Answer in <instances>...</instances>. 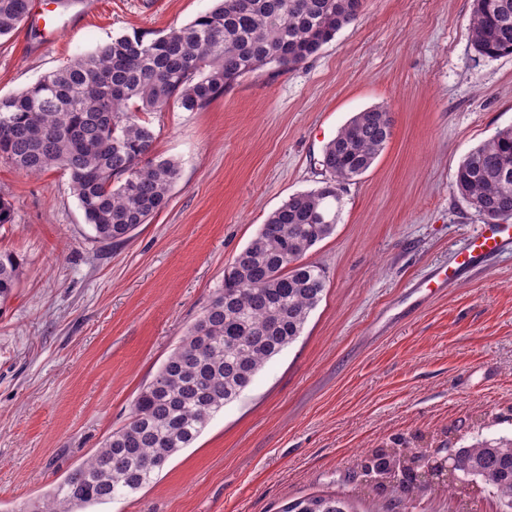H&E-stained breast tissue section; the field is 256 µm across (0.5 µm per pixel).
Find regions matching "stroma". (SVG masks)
Instances as JSON below:
<instances>
[{"label":"stroma","mask_w":512,"mask_h":512,"mask_svg":"<svg viewBox=\"0 0 512 512\" xmlns=\"http://www.w3.org/2000/svg\"><path fill=\"white\" fill-rule=\"evenodd\" d=\"M0 38V97L120 35L153 38L215 0H94ZM472 0H363L305 63L246 75L206 108L147 114L151 155L180 176L123 245L97 242L67 174L0 161L22 262L0 304V512H18L128 420L224 270L270 213L317 187L325 145L356 113L387 108L392 135L342 189L332 235L307 254L326 289L302 335L173 457L155 482L95 512H281L348 492L389 448L445 457L512 438V253L432 294L482 225L455 190L461 159L512 126V56L478 55ZM501 512L482 487L432 486L408 512Z\"/></svg>","instance_id":"1"}]
</instances>
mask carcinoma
I'll return each instance as SVG.
<instances>
[{
    "label": "carcinoma",
    "mask_w": 512,
    "mask_h": 512,
    "mask_svg": "<svg viewBox=\"0 0 512 512\" xmlns=\"http://www.w3.org/2000/svg\"><path fill=\"white\" fill-rule=\"evenodd\" d=\"M29 0H0V37L24 21ZM362 0H218L210 10L155 38L122 35L75 57L16 94L0 97V159L37 175L64 170L85 222L106 245L127 242L163 209L180 174L173 159L149 157L154 132L141 115L177 104L207 107L242 77L274 63L291 70L355 22ZM472 44L489 58L512 55V0H474ZM387 109L354 115L326 144L317 188L296 193L272 212L224 269L180 344L133 400L127 423L44 496L18 512H84L150 485L200 436L258 371L302 334L326 287L307 252L336 227V190L364 174L391 136ZM455 189L485 221L512 218V126L459 162ZM22 263L0 252V303L16 288ZM390 505L407 508L428 485L431 460L405 448L378 456ZM456 471L496 494L512 512V439L458 449ZM281 512H358L342 493L289 502Z\"/></svg>",
    "instance_id": "obj_1"
}]
</instances>
